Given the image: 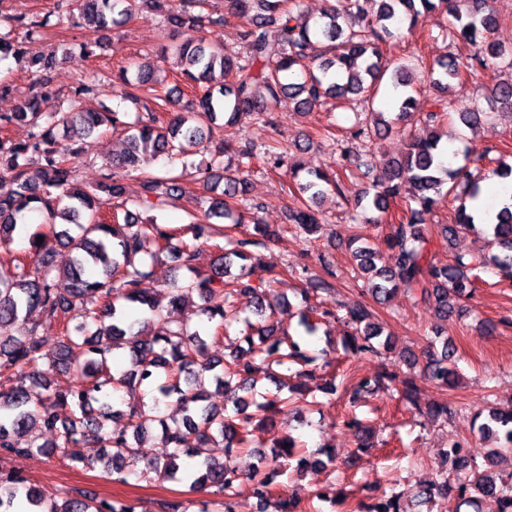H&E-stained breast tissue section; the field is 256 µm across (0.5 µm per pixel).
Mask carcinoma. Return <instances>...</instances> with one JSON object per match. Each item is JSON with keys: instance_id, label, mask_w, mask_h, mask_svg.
<instances>
[{"instance_id": "obj_1", "label": "carcinoma", "mask_w": 512, "mask_h": 512, "mask_svg": "<svg viewBox=\"0 0 512 512\" xmlns=\"http://www.w3.org/2000/svg\"><path fill=\"white\" fill-rule=\"evenodd\" d=\"M149 4L167 28L198 27L207 29L197 43L182 44L174 50L179 59L178 80L195 91V102L184 112L165 119L162 112L170 104L167 97L151 91V67L144 61L134 77L129 69L120 74L121 100L133 111L114 109L99 103V109L80 108V100L99 96L98 85L81 83L74 96L64 104L55 100L49 82L51 72L61 59L57 54L30 56L23 43L9 35H0V61L9 57L24 63L36 77L31 94L20 100L12 112L0 113V129L15 124L32 128L24 142L0 140V248L11 246L19 221L26 213L38 211L45 229L28 233L31 259L15 257L11 269L0 271V381L11 384L0 393V458L27 454L34 447L28 438L34 427L55 438L48 446L65 449L64 455L76 464L84 463L78 448L93 441L107 449L104 471L114 482L126 481L136 474L146 481H180L188 484L187 493L207 491L213 500H174L161 504L160 512H234L235 497L242 484L249 485L255 497L272 512H295L296 503L276 492L275 480L282 475L285 460L293 454L296 442L287 436L276 444L272 457L259 455L257 466L242 473L230 464V457L249 445L251 427L257 418L273 421L282 405L294 401V394L282 392L286 383L257 402L249 397L262 365L279 366L290 371L315 359L301 351L298 342L281 332L276 315L288 312L291 304L268 301L266 289L253 284L240 266L232 272L234 260H248L250 249L275 241L285 232L282 227L256 219L264 209L261 202L247 197L249 173L253 161L262 154L275 168L286 167L288 177L306 199L292 209L290 220L295 232L309 238L318 234L321 219L317 205L328 189L344 194L340 174L334 169H307L300 155H289L288 146L261 145L243 139L234 146H218L209 159L195 166L207 195L203 196L200 215L183 225L191 237L187 243L157 223L152 212L162 209L167 199L186 192L174 178L148 175L141 180V192L135 202L138 213L103 218V209L123 197V175L139 168L145 157L164 155L168 161L182 162L186 145L209 144L220 123H233L241 116L250 117L264 127L273 125L270 114L281 96L297 99L301 112H311L327 99L359 96L387 84L389 111H372L376 135L389 133L408 119L419 116L426 126L436 128L448 115L458 114L466 126H474L487 117L479 102L459 108L445 99L444 93L454 83H461L464 70L454 59L443 57L431 68L432 83L439 92L431 108L416 113L418 100L412 94L408 70L411 60L393 59L384 54L382 44L393 38L392 27L407 21L416 25L425 15L443 11L450 20L443 39L462 38L481 44L477 63L486 70L512 66V53L490 35L498 25V16L486 0H326L328 6L312 22L301 9V0H226L227 13H203L209 0H64L57 5V24L87 27L97 33L127 22L138 2ZM242 20L238 37L245 47L241 57L224 54V45L216 31L227 23L226 14ZM317 40L328 43L321 61L310 55ZM491 108L512 110V80L489 85L485 94ZM104 127L126 132L124 153L112 158L101 179L84 189L75 182L74 161L89 146V139ZM77 139L72 156L64 157L56 147L58 132ZM372 132L355 121L350 129L354 138H369ZM237 157V166L223 164L224 153ZM448 142L434 133L414 139L407 155L384 167L373 184L374 192L365 191L359 202L378 212L368 219L380 225L386 221L390 202L403 199L410 191L406 214L388 226L384 235L355 234L348 243L355 272L367 280L366 293L379 303L385 302L402 285L417 291L419 299L434 304L448 315L462 301L474 296L475 282L470 273L492 268L503 279H512V204L496 214V223L483 228L467 211L465 200L482 194L481 182L490 176L511 178L512 165L497 161L487 170L481 162L483 152L467 164L453 168L446 164ZM458 202L454 221L440 225L444 240L451 241L464 231H491L492 243L499 252L467 258L459 255L455 263L438 266L426 248L423 225L435 210L448 200ZM250 224L245 237L217 243L224 237V225ZM43 241H38V238ZM71 248L72 260L61 270L53 265L50 240ZM211 245L222 257L206 273L192 266L196 248ZM385 245L396 251L391 269L377 267L376 254ZM168 255L187 269L191 277L169 283L166 292L155 289L151 272L138 267L135 257L151 260ZM197 294L200 321L184 315L183 306ZM241 295L253 298L259 325L244 333L248 347L236 346L222 360L207 358L209 343L223 338L240 321L237 300ZM306 310L301 312V326L312 336L318 321L335 315L309 304L311 291L301 294ZM35 309L47 318L62 323L55 342L38 334V325L28 322ZM342 320L352 332L342 341L343 350L355 355L374 354V340L385 337L382 346H391L381 324L374 321L371 308L362 301L340 306ZM81 321L73 326L72 318ZM116 349H126L131 369L111 371L109 357ZM426 363L415 372L416 357L407 360V370L384 373L381 380L390 383L405 403L418 405V382L426 377L437 387L452 390L459 372L456 350L446 336H437L425 350ZM50 361L72 381L57 388L40 378V366ZM223 395H231L233 412L207 402L201 389L206 376ZM145 387L148 400L115 407L118 393L131 385ZM176 409L181 417L164 419L162 407ZM254 411H249L250 407ZM456 413L446 401H435L428 416L443 423ZM124 416L121 430H105L106 422ZM161 428V438L168 447L166 459L145 458L137 442L153 426ZM345 425L358 438L357 447L369 448L370 435L355 416ZM482 430L503 433L504 443L479 463L466 452V444L453 441L443 451L444 462L451 469L442 470L436 480L418 487L416 494L430 499L436 495L448 499L488 501L491 512H512V473L504 478L496 471V456L512 454V406L489 413ZM224 444V458L216 459L208 449ZM25 489L29 512H136V506L93 497H69L60 503L44 502L34 485L10 472L0 470V485ZM402 491L373 504L359 502L351 512H401Z\"/></svg>"}]
</instances>
